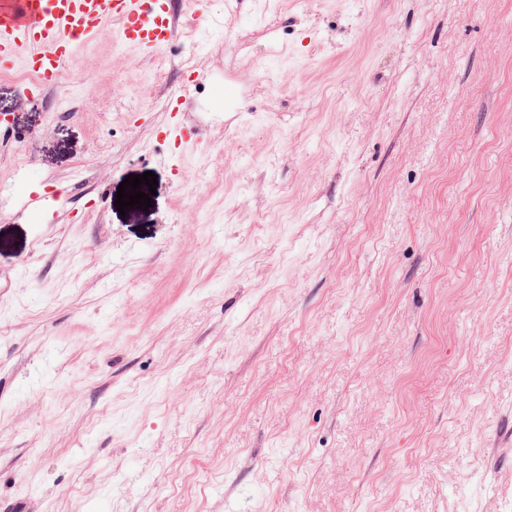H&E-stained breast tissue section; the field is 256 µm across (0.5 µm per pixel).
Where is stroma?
<instances>
[{
  "label": "stroma",
  "instance_id": "1",
  "mask_svg": "<svg viewBox=\"0 0 512 512\" xmlns=\"http://www.w3.org/2000/svg\"><path fill=\"white\" fill-rule=\"evenodd\" d=\"M186 9L0 77V505L512 512V0Z\"/></svg>",
  "mask_w": 512,
  "mask_h": 512
}]
</instances>
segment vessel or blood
Masks as SVG:
<instances>
[{
	"label": "vessel or blood",
	"instance_id": "obj_1",
	"mask_svg": "<svg viewBox=\"0 0 512 512\" xmlns=\"http://www.w3.org/2000/svg\"><path fill=\"white\" fill-rule=\"evenodd\" d=\"M115 25L121 42L157 52L174 34L170 0H0V69L24 65L27 90L54 85L78 47Z\"/></svg>",
	"mask_w": 512,
	"mask_h": 512
}]
</instances>
